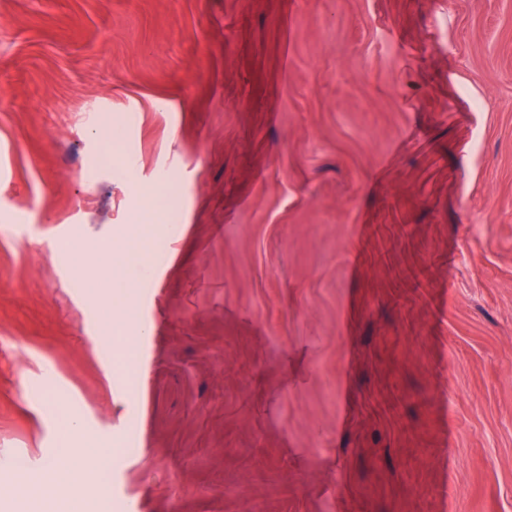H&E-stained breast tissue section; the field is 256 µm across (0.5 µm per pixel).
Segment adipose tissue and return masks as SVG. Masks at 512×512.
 <instances>
[{"instance_id": "ef3b65f1", "label": "adipose tissue", "mask_w": 512, "mask_h": 512, "mask_svg": "<svg viewBox=\"0 0 512 512\" xmlns=\"http://www.w3.org/2000/svg\"><path fill=\"white\" fill-rule=\"evenodd\" d=\"M157 213L156 198H149L127 228L124 245L100 246L94 258L103 286L100 303L106 310V324L121 326L140 340L151 334L152 326L134 317L136 285L152 272L142 243L151 237ZM111 466L104 441L79 417L71 416L58 448L37 471L27 493L14 495L9 484L0 482V503L6 512H98L107 491L100 476ZM49 487L63 489V496H46Z\"/></svg>"}]
</instances>
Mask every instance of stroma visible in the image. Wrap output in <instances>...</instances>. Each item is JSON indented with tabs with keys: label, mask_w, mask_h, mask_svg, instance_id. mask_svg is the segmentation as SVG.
<instances>
[{
	"label": "stroma",
	"mask_w": 512,
	"mask_h": 512,
	"mask_svg": "<svg viewBox=\"0 0 512 512\" xmlns=\"http://www.w3.org/2000/svg\"><path fill=\"white\" fill-rule=\"evenodd\" d=\"M160 181L106 337L66 248ZM65 414L112 512H512V0H0L16 493Z\"/></svg>",
	"instance_id": "1"
}]
</instances>
